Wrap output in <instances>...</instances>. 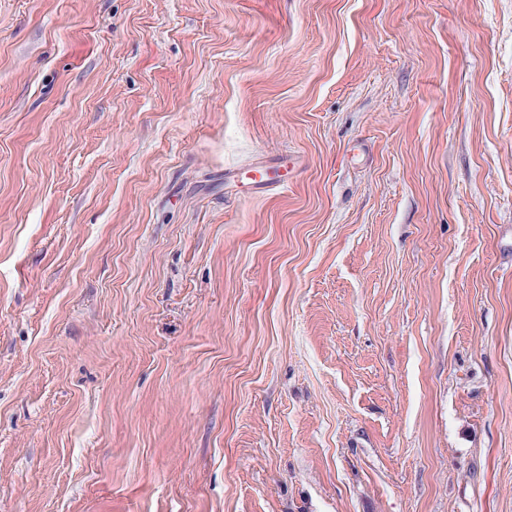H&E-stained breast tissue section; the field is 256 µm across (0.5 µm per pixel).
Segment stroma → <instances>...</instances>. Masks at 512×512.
<instances>
[{"mask_svg": "<svg viewBox=\"0 0 512 512\" xmlns=\"http://www.w3.org/2000/svg\"><path fill=\"white\" fill-rule=\"evenodd\" d=\"M0 512H512V0H0Z\"/></svg>", "mask_w": 512, "mask_h": 512, "instance_id": "1", "label": "stroma"}]
</instances>
